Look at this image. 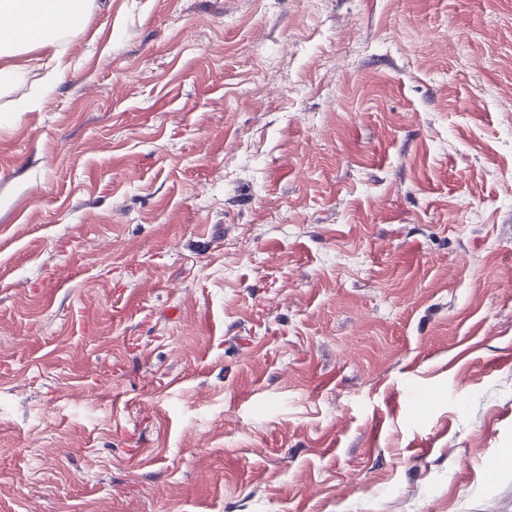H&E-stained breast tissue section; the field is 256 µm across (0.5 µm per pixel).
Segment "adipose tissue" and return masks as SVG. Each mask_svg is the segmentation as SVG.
I'll list each match as a JSON object with an SVG mask.
<instances>
[{
    "label": "adipose tissue",
    "mask_w": 512,
    "mask_h": 512,
    "mask_svg": "<svg viewBox=\"0 0 512 512\" xmlns=\"http://www.w3.org/2000/svg\"><path fill=\"white\" fill-rule=\"evenodd\" d=\"M89 0H0V86L12 83L20 72L16 59L23 54L21 25L33 28L39 46L54 47L56 70H64L57 47L60 32L79 29Z\"/></svg>",
    "instance_id": "1"
}]
</instances>
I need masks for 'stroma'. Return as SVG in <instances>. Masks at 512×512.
<instances>
[{
    "label": "stroma",
    "instance_id": "stroma-1",
    "mask_svg": "<svg viewBox=\"0 0 512 512\" xmlns=\"http://www.w3.org/2000/svg\"><path fill=\"white\" fill-rule=\"evenodd\" d=\"M0 88V512H512V0H92Z\"/></svg>",
    "mask_w": 512,
    "mask_h": 512
}]
</instances>
